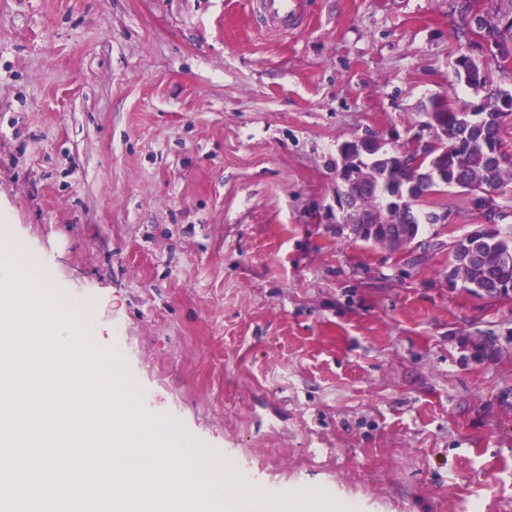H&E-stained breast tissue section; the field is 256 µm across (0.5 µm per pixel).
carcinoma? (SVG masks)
<instances>
[{"label": "carcinoma", "instance_id": "1", "mask_svg": "<svg viewBox=\"0 0 512 512\" xmlns=\"http://www.w3.org/2000/svg\"><path fill=\"white\" fill-rule=\"evenodd\" d=\"M473 10L480 16V32L487 38L497 51L512 48V0H475ZM466 83L477 91L494 88L497 93L512 97V92L494 84L488 72L478 68H470L464 73ZM431 112L427 117L435 121L434 131L438 147H416L401 151L407 164L406 172L411 179L424 185L431 193L442 186L438 182L442 169L441 160L449 155V151L461 142L465 145L463 182H453V172H448V186H458L471 192L484 190L488 187L500 189L512 183V163H498L494 154L503 150L502 136L494 139L480 135H466L459 123L460 108L448 104V110L442 109L440 98L430 99ZM389 152L377 148V152L369 156L349 157L346 163L358 169L373 182V188L357 197L356 205L360 211L370 215L379 224H387L392 220L387 210L389 202L395 197L406 194L407 185L391 176L395 166L389 163ZM476 243L470 235L458 239L448 252V273L464 285L489 281L501 275L496 252L481 244L478 250L485 252V260L480 265L466 261L468 246Z\"/></svg>", "mask_w": 512, "mask_h": 512}]
</instances>
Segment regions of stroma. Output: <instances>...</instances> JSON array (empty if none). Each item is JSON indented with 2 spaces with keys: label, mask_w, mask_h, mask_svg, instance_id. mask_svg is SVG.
I'll list each match as a JSON object with an SVG mask.
<instances>
[{
  "label": "stroma",
  "mask_w": 512,
  "mask_h": 512,
  "mask_svg": "<svg viewBox=\"0 0 512 512\" xmlns=\"http://www.w3.org/2000/svg\"><path fill=\"white\" fill-rule=\"evenodd\" d=\"M460 0H0V231L118 357L156 430L273 497L512 512V300L449 287L448 187L393 254L329 222L340 144L475 109ZM308 1V0H307ZM306 0H257L261 16L279 31H291L303 11L307 12Z\"/></svg>",
  "instance_id": "obj_1"
}]
</instances>
